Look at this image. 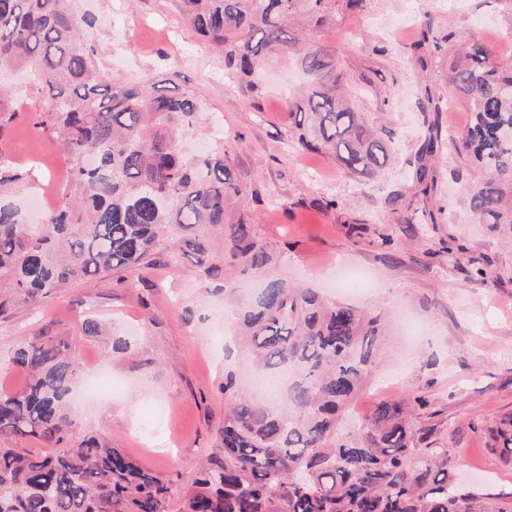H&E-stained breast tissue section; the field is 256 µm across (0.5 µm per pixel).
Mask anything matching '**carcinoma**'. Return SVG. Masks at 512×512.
<instances>
[{"mask_svg":"<svg viewBox=\"0 0 512 512\" xmlns=\"http://www.w3.org/2000/svg\"><path fill=\"white\" fill-rule=\"evenodd\" d=\"M368 0H179L183 18L224 54V68L252 89L265 60L293 50L305 81L288 102L299 148L346 172L378 175L391 137L374 130L342 93L336 56L311 37ZM71 0H0V71L35 73L48 99L36 125L69 160L61 204L31 228L0 205V288L39 305L75 282L195 260L199 283L262 274L278 251L259 239L248 189L224 148L188 155L180 136L200 117L197 98L162 81L108 80ZM448 84L471 119L454 150L476 173L466 197L480 224L512 233V63L465 41ZM0 87V135L17 117ZM166 243V251L160 243ZM243 352L265 371L294 370L285 407L235 390L224 374L217 448L187 487L162 479L126 451L74 437L70 395L78 356L67 341L34 333L0 371L26 376L0 389V436L36 440L47 452L0 448V512H512V492L478 496L451 479L448 449L422 448L412 400L385 401L345 427L380 356L382 314L328 303L312 288L269 280L238 306ZM492 450L512 462V416Z\"/></svg>","mask_w":512,"mask_h":512,"instance_id":"carcinoma-1","label":"carcinoma"}]
</instances>
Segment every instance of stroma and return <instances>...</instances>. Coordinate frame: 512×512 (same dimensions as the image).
Returning <instances> with one entry per match:
<instances>
[{
  "label": "stroma",
  "instance_id": "stroma-1",
  "mask_svg": "<svg viewBox=\"0 0 512 512\" xmlns=\"http://www.w3.org/2000/svg\"><path fill=\"white\" fill-rule=\"evenodd\" d=\"M94 18L88 35L105 77L166 79L192 92L203 112L183 147H226L256 198L248 205L259 238L277 246L274 276L328 299L384 310L392 338L353 415L414 393L426 404L416 424L448 449V470L481 492L512 490V463L493 452V436L512 415V246L488 224L472 223L464 202L469 174L452 147L428 163V186L415 182L428 135L416 101L431 93L443 131L470 121L453 98L448 65L464 33L512 61V0H370L320 40L340 60L357 111L392 132L394 154L382 176H352L290 137L287 101L302 81L291 55L265 65L253 89L200 41L178 0H72ZM20 114L0 137V161L23 173L7 198L24 207L53 191L63 156L35 126L43 108L37 84L0 73ZM0 288V362L36 330L67 339L79 353L77 389L94 371L112 380L111 398L80 405L75 435L118 444L159 477L189 482L224 425L225 370L257 395L268 385L224 343V292L201 289L190 263L159 265L145 276L113 273L77 282L29 306ZM99 323L97 335L85 320Z\"/></svg>",
  "mask_w": 512,
  "mask_h": 512
}]
</instances>
